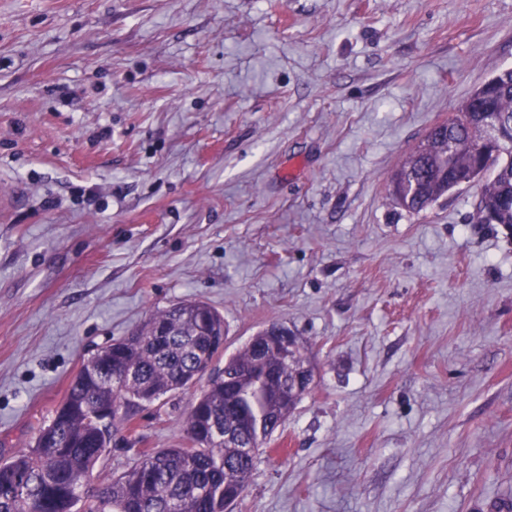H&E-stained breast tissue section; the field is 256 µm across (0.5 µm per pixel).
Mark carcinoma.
I'll return each instance as SVG.
<instances>
[{"label": "carcinoma", "instance_id": "carcinoma-1", "mask_svg": "<svg viewBox=\"0 0 512 512\" xmlns=\"http://www.w3.org/2000/svg\"><path fill=\"white\" fill-rule=\"evenodd\" d=\"M512 128V68L498 71L448 119L410 149L391 175L395 203L412 215L429 210L458 181L483 167L487 180L474 204L479 224L512 227V144L480 162L473 152L479 122ZM224 317L207 304L186 302L152 313L131 336L101 348L72 380L52 421L27 451L0 461V512H228L245 493L256 450L285 421L300 397H277L288 372L279 350L254 365L247 342L221 370ZM205 389L183 422L176 448L144 450L122 476L95 490L85 510L80 489L94 477L111 441L112 418L133 431L135 408L184 390L201 379ZM240 424V447L224 443V425Z\"/></svg>", "mask_w": 512, "mask_h": 512}]
</instances>
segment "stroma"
I'll return each instance as SVG.
<instances>
[{
    "mask_svg": "<svg viewBox=\"0 0 512 512\" xmlns=\"http://www.w3.org/2000/svg\"><path fill=\"white\" fill-rule=\"evenodd\" d=\"M512 67V0H0V458L98 348L202 300L315 384L233 512H512V229L408 148ZM200 387L96 471L173 448Z\"/></svg>",
    "mask_w": 512,
    "mask_h": 512,
    "instance_id": "35a3bbf8",
    "label": "stroma"
}]
</instances>
